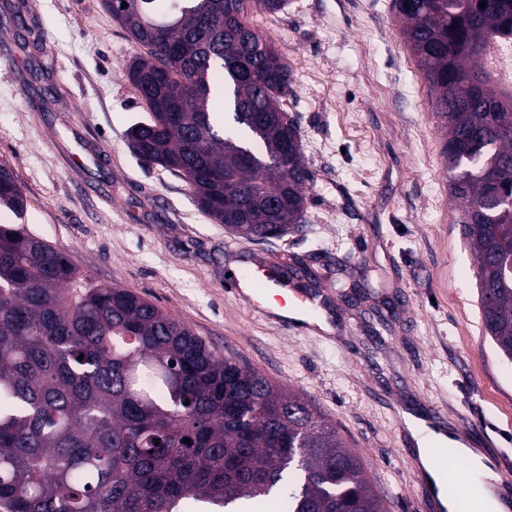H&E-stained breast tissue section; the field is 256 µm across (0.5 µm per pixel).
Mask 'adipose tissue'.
<instances>
[{
	"label": "adipose tissue",
	"mask_w": 512,
	"mask_h": 512,
	"mask_svg": "<svg viewBox=\"0 0 512 512\" xmlns=\"http://www.w3.org/2000/svg\"><path fill=\"white\" fill-rule=\"evenodd\" d=\"M407 429L419 448L418 464L437 488H444L448 475L429 457L427 447L435 444L451 456L467 460L478 491L470 503V512H507L508 504L499 489V477L487 464L485 456L466 446L461 440L427 428L413 417H406Z\"/></svg>",
	"instance_id": "adipose-tissue-1"
}]
</instances>
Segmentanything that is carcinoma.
Here are the masks:
<instances>
[{"label":"carcinoma","mask_w":512,"mask_h":512,"mask_svg":"<svg viewBox=\"0 0 512 512\" xmlns=\"http://www.w3.org/2000/svg\"><path fill=\"white\" fill-rule=\"evenodd\" d=\"M287 3L102 0L144 50L129 70L149 111L131 127L134 153L247 241L305 220L310 175L281 107L288 64L248 21ZM393 5L448 130L484 329L512 360V105L475 71L512 37V0ZM2 208L25 211L5 161ZM271 499L287 512H384L316 407L138 294L84 277L27 225L0 224V512H260Z\"/></svg>","instance_id":"carcinoma-1"}]
</instances>
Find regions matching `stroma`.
Here are the masks:
<instances>
[{
	"label": "stroma",
	"mask_w": 512,
	"mask_h": 512,
	"mask_svg": "<svg viewBox=\"0 0 512 512\" xmlns=\"http://www.w3.org/2000/svg\"><path fill=\"white\" fill-rule=\"evenodd\" d=\"M250 24L285 56L283 100L311 180L305 222L249 242L204 214L177 175L133 155L148 109L138 49L102 0H0V160L23 221L93 280L129 289L219 355L336 423L385 512H435L402 415L478 426L512 483V363L483 330L476 262L457 222L448 135L393 0H288ZM283 267L310 328L260 316L225 286L251 258ZM325 319L330 332L314 322Z\"/></svg>",
	"instance_id": "1"
}]
</instances>
